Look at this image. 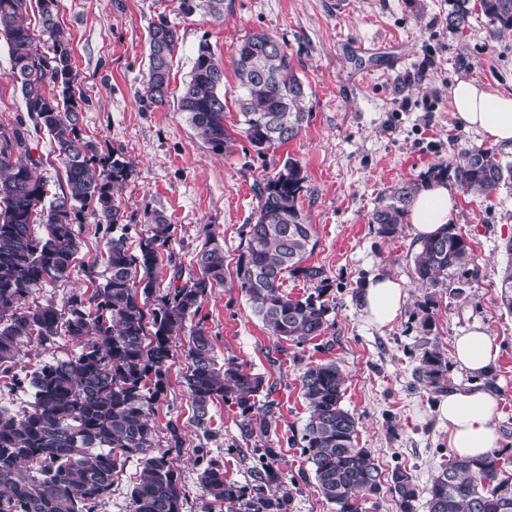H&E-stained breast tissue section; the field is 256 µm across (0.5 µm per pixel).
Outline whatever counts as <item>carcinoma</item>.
I'll return each instance as SVG.
<instances>
[{"label":"carcinoma","mask_w":512,"mask_h":512,"mask_svg":"<svg viewBox=\"0 0 512 512\" xmlns=\"http://www.w3.org/2000/svg\"><path fill=\"white\" fill-rule=\"evenodd\" d=\"M34 1L41 32L51 42L45 52L26 22ZM478 6L496 32L512 33V0H478ZM178 10L185 17L221 21L224 0H178ZM470 13L469 0H453L448 28L464 30ZM1 40L9 47L11 77L29 120L55 144L65 186L49 193L35 173L39 161L31 155L23 123L0 122V378L27 383L33 397L22 411L0 405V512H99L132 459L140 461L141 471L130 512H186L188 492L170 458L182 444L180 428L168 427V448L162 449L153 419L176 343L183 345V379L197 427L207 429L212 403L224 397L259 436L271 431L270 421L252 419L259 396L270 394L264 377L233 359L218 365L200 317L204 297L224 287V248L207 238L196 254L199 274L185 278L175 264L168 287L160 289L155 270L174 225L163 211H147L138 252L128 246L115 192L131 166L118 151L99 154L81 132L76 74L57 0H0ZM177 41L168 22L152 24L141 94L150 106L167 103ZM232 66L243 132L255 151L264 154L294 140L306 119L305 88L283 46L254 32L237 46ZM177 108L201 144L214 153L228 149L224 63L206 44L197 51ZM431 174L447 175L465 192L488 198L512 181V163L472 147L435 165ZM306 180L303 166L289 157L256 184L258 215L245 225V245L235 261L240 291L253 313L271 335L296 345L322 337L330 327V284L322 268L305 264L316 246L313 225L298 206ZM419 189V183L408 182L373 211L371 223L381 237L399 232ZM85 212L112 228L105 281L90 292L69 293L60 307L28 302L37 289L69 277L80 250L75 225ZM470 251L456 225L447 224L420 242L415 278L432 288L442 285L449 270L467 264ZM288 275L312 283L314 291L286 292ZM499 288L501 306L512 313V260L500 271ZM422 328L426 336L414 377L439 393L448 381V357L427 336L430 319ZM60 336L77 341L79 350L20 375L25 348L50 350ZM300 384L309 407L301 448L335 512H363V504L385 487L398 512H416L420 492L412 474L398 467L384 474L371 450L360 445L356 418L343 404L346 377L339 365L310 363ZM253 452L260 465L251 470L252 481L241 484L225 478L224 466L198 449L200 512L217 502L228 505V512H292L298 488L281 475L276 450L265 445ZM425 493L428 512H512V474L496 451L480 458L449 454Z\"/></svg>","instance_id":"carcinoma-1"}]
</instances>
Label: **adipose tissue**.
<instances>
[{
    "label": "adipose tissue",
    "instance_id": "obj_1",
    "mask_svg": "<svg viewBox=\"0 0 512 512\" xmlns=\"http://www.w3.org/2000/svg\"><path fill=\"white\" fill-rule=\"evenodd\" d=\"M454 115L459 125L480 134L491 143L512 147V91L504 92L476 80H459L451 91ZM454 191L433 184L420 191L409 210L410 231L422 240L450 223L456 213ZM407 298L402 283L386 275L371 277L361 302L367 320L382 328L401 313ZM497 357L492 337L481 326L455 338L451 359L466 374L483 375ZM497 397L472 384H458L441 395L436 411L448 427V443L453 452L480 457L496 448L500 436L494 421Z\"/></svg>",
    "mask_w": 512,
    "mask_h": 512
}]
</instances>
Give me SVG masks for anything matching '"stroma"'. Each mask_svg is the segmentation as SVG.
Masks as SVG:
<instances>
[{
  "label": "stroma",
  "instance_id": "35a3bbf8",
  "mask_svg": "<svg viewBox=\"0 0 512 512\" xmlns=\"http://www.w3.org/2000/svg\"><path fill=\"white\" fill-rule=\"evenodd\" d=\"M449 8V0H225L223 20L213 22L184 17L177 0H59L82 96V133L102 153L122 152L132 166L117 194L130 247L139 244L145 211L158 208L175 227L168 250L182 262L211 234L228 263H235L243 227L257 213L255 181L288 157L306 171L299 206L317 239L306 263L322 268L330 284L332 325L325 336L296 345L270 335L231 273L201 311L217 361L237 359L265 378L270 394L254 415L271 420L268 442L278 452V467L300 486L293 512H334L300 447L309 415L300 375L319 360L336 361L344 372V404L358 421L361 445L383 473L400 467L419 488L430 485L450 449L436 412L439 396L413 375L426 319L444 352L476 324L498 346L484 375L473 379L452 366L448 382H472L496 393L499 452L512 472V315L501 308L498 288L507 262L503 244L512 238V182L488 199L457 191L452 222L471 256L442 288L416 280L418 243L408 227L384 238L370 222L397 187L427 184L431 167L460 150L490 147L512 162V148L491 146L463 129L451 106V89L461 79L512 90V34L494 35L477 7L464 31L450 30ZM161 17L179 36L170 101L146 109L138 94L148 68L149 26ZM258 31L275 37L291 57L306 87L308 118L293 141L260 155L242 133L239 114L227 112L232 142L226 152L212 153L175 105L182 83L200 44L227 63L242 39ZM26 117L10 77L8 47L0 42V122ZM76 231L80 251L68 281L36 290L35 301L59 304L70 291L89 287L86 268L103 254L107 237L88 215ZM377 274L401 281L407 292L401 315L384 329L371 325L360 305L361 289ZM459 286L465 289L460 296ZM184 368V357L176 356L155 419L159 438H166L168 424L181 428L183 444L173 462L195 498L198 449H209L227 477L243 482L256 464L251 450L260 439L237 406L220 398L211 406L208 430L196 428Z\"/></svg>",
  "mask_w": 512,
  "mask_h": 512
}]
</instances>
